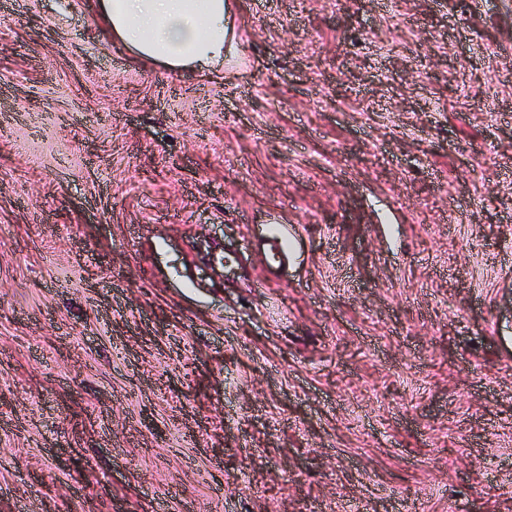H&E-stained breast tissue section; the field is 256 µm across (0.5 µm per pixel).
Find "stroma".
<instances>
[{"label":"stroma","instance_id":"35a3bbf8","mask_svg":"<svg viewBox=\"0 0 512 512\" xmlns=\"http://www.w3.org/2000/svg\"><path fill=\"white\" fill-rule=\"evenodd\" d=\"M94 3L0 0V512H512V0ZM95 17L119 44L175 72L224 63L228 0H97Z\"/></svg>","mask_w":512,"mask_h":512}]
</instances>
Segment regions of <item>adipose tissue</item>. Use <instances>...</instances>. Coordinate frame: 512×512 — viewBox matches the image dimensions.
Segmentation results:
<instances>
[{"instance_id": "obj_1", "label": "adipose tissue", "mask_w": 512, "mask_h": 512, "mask_svg": "<svg viewBox=\"0 0 512 512\" xmlns=\"http://www.w3.org/2000/svg\"><path fill=\"white\" fill-rule=\"evenodd\" d=\"M228 0H97V21L119 44L171 71L224 61Z\"/></svg>"}]
</instances>
